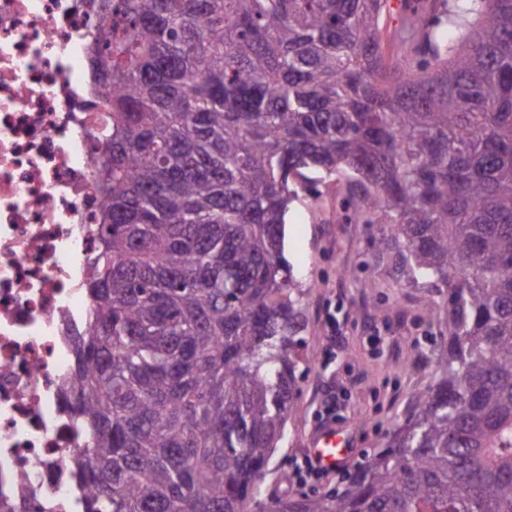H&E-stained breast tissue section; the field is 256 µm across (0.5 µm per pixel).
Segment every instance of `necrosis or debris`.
Listing matches in <instances>:
<instances>
[{
  "label": "necrosis or debris",
  "instance_id": "necrosis-or-debris-1",
  "mask_svg": "<svg viewBox=\"0 0 512 512\" xmlns=\"http://www.w3.org/2000/svg\"><path fill=\"white\" fill-rule=\"evenodd\" d=\"M90 0H0V512H83L64 384L90 305L85 226L108 121Z\"/></svg>",
  "mask_w": 512,
  "mask_h": 512
}]
</instances>
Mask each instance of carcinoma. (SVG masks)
<instances>
[{"instance_id": "obj_1", "label": "carcinoma", "mask_w": 512, "mask_h": 512, "mask_svg": "<svg viewBox=\"0 0 512 512\" xmlns=\"http://www.w3.org/2000/svg\"><path fill=\"white\" fill-rule=\"evenodd\" d=\"M389 8L97 0L85 512H512V0H404L398 51ZM333 177L448 343L343 490L262 501L311 358L285 215Z\"/></svg>"}]
</instances>
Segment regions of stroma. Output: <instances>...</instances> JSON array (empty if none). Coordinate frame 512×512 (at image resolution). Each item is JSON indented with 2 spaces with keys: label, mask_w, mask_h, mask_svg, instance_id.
Segmentation results:
<instances>
[{
  "label": "stroma",
  "mask_w": 512,
  "mask_h": 512,
  "mask_svg": "<svg viewBox=\"0 0 512 512\" xmlns=\"http://www.w3.org/2000/svg\"><path fill=\"white\" fill-rule=\"evenodd\" d=\"M340 192L335 182L319 184L301 194L286 217L285 257L305 287L309 326L303 337L312 359L300 367L298 410L264 482L267 492L280 496L340 487L395 415L407 414L412 394L430 383L410 364L447 334L445 312L430 320L420 314L427 289L403 284L389 259L380 257L374 244L380 225L337 222ZM344 269L350 277H341ZM330 423L349 435L350 462L316 482H298L297 460L307 454L313 432Z\"/></svg>",
  "instance_id": "1"
}]
</instances>
